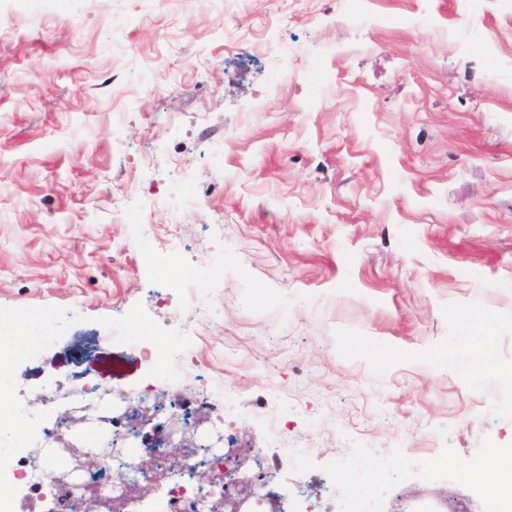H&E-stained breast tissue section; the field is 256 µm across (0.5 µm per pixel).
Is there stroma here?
<instances>
[{"mask_svg": "<svg viewBox=\"0 0 512 512\" xmlns=\"http://www.w3.org/2000/svg\"><path fill=\"white\" fill-rule=\"evenodd\" d=\"M463 312L512 364V0H0V315L50 321L0 430L59 382L121 414L154 340L155 426L261 449L296 512H482L512 385Z\"/></svg>", "mask_w": 512, "mask_h": 512, "instance_id": "obj_1", "label": "stroma"}]
</instances>
